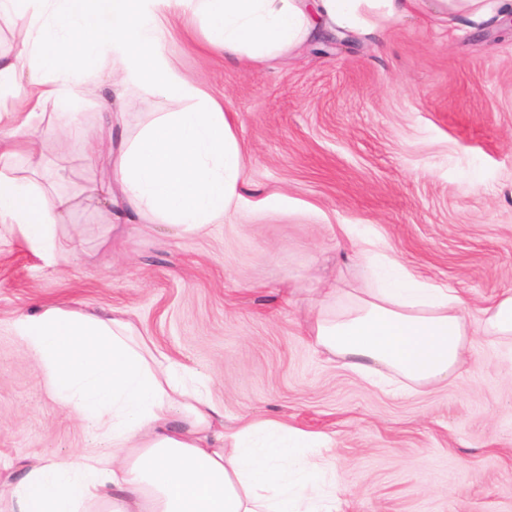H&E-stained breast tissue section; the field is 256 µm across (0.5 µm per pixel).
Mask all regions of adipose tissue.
Instances as JSON below:
<instances>
[{
	"instance_id": "adipose-tissue-1",
	"label": "adipose tissue",
	"mask_w": 512,
	"mask_h": 512,
	"mask_svg": "<svg viewBox=\"0 0 512 512\" xmlns=\"http://www.w3.org/2000/svg\"><path fill=\"white\" fill-rule=\"evenodd\" d=\"M421 0H0V17L24 22L17 51L0 55V157L33 147L14 139L9 110L54 102L62 133L112 147L93 155L107 178L116 224L146 222L180 236L204 232L246 202V163L222 99L184 77L162 47L170 22L199 20L206 49L260 64L325 29L376 31ZM435 11L470 28L512 14V0H434ZM119 73L102 98L98 130L82 123L83 91L105 68ZM137 91L185 102L155 112L127 134ZM71 196L0 171V224L47 260ZM358 258L373 286L353 310L318 312L315 344L344 367L384 379L392 371L422 386L448 381L474 332L512 341V293L482 309L478 327L461 293L415 278L366 234ZM12 330L39 364L50 397L82 419L111 453L85 448L67 459L22 464L9 484L13 512H344L326 434L272 418L224 422V410L155 355L121 313L62 302L19 313Z\"/></svg>"
}]
</instances>
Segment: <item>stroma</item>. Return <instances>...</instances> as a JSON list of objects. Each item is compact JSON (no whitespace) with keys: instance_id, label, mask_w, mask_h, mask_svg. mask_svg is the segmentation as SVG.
Masks as SVG:
<instances>
[{"instance_id":"obj_1","label":"stroma","mask_w":512,"mask_h":512,"mask_svg":"<svg viewBox=\"0 0 512 512\" xmlns=\"http://www.w3.org/2000/svg\"><path fill=\"white\" fill-rule=\"evenodd\" d=\"M164 53L235 115L247 178L278 210L243 207L197 236L149 224L113 231L105 180L53 103L0 169L72 195L68 246L46 262L0 224V512L20 464L65 458L90 434L47 393L11 323L63 301L119 310L153 349L200 380L226 423L278 418L329 436L345 512H512V344L474 336L459 373L391 391L317 348L307 322L371 279L352 224L416 278L461 292L470 321L512 291V25L461 30L429 5L376 36L253 65L174 29Z\"/></svg>"}]
</instances>
